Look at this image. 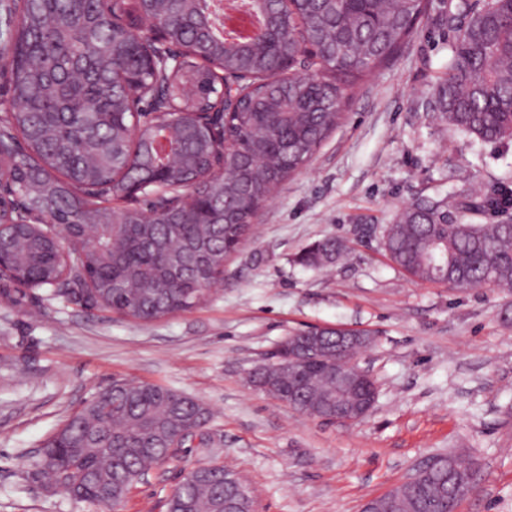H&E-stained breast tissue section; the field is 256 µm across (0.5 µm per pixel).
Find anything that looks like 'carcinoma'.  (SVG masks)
Instances as JSON below:
<instances>
[{
    "mask_svg": "<svg viewBox=\"0 0 512 512\" xmlns=\"http://www.w3.org/2000/svg\"><path fill=\"white\" fill-rule=\"evenodd\" d=\"M230 27L215 0H14L18 23L9 61L11 111L0 112V179L22 199L27 222L3 211L0 265L46 299L152 322L202 303L227 259L251 234L265 203L306 167L343 120L346 87L391 61L429 0H233ZM451 46L436 105L448 124L481 142L512 140V0H484ZM146 16L183 49L165 78L169 107L137 124L152 94L153 67L139 52ZM251 78L224 113V147L189 114L222 102V81ZM163 166L149 190V218L119 202L145 176L144 154ZM448 202L410 203L383 232L389 259L420 283L491 287L512 294V188L493 183ZM345 245L331 238L300 257L323 268ZM336 355L322 342L312 360L256 367L251 381L315 412L336 391ZM212 413L162 385L116 381L74 413L34 466L46 487L78 488L87 502L121 505L154 465L174 458L183 429L211 443ZM422 474L377 498L379 512H454L475 484L472 466ZM226 468L178 485L166 512H224Z\"/></svg>",
    "mask_w": 512,
    "mask_h": 512,
    "instance_id": "carcinoma-1",
    "label": "carcinoma"
}]
</instances>
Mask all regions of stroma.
<instances>
[{"instance_id": "1", "label": "stroma", "mask_w": 512, "mask_h": 512, "mask_svg": "<svg viewBox=\"0 0 512 512\" xmlns=\"http://www.w3.org/2000/svg\"><path fill=\"white\" fill-rule=\"evenodd\" d=\"M430 0L388 64L345 91L342 126L266 203L224 278L197 308L142 324L109 312L0 297V512H105L46 489L40 448L99 390L155 383L205 402L214 443L195 442L134 485L119 512H166L186 470L216 461L261 512H360L432 457L470 462L458 512H512V295L414 282L386 256L385 226L419 198L512 182V140L484 143L435 106L467 14ZM339 238L347 259L302 266ZM307 326L374 336L357 361L378 397L355 423H328L258 390L250 372Z\"/></svg>"}]
</instances>
